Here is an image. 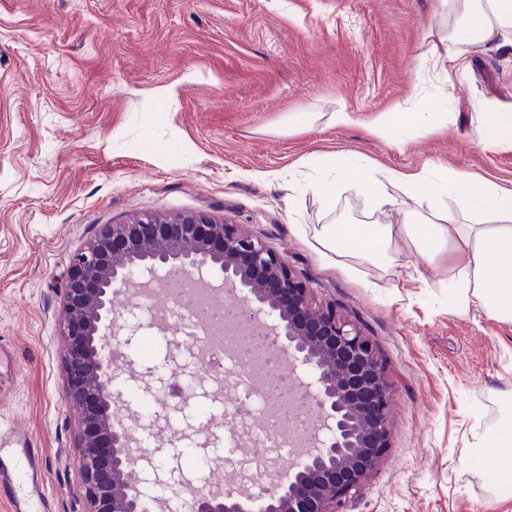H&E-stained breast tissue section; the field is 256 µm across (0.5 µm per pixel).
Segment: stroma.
<instances>
[{"instance_id":"1","label":"stroma","mask_w":512,"mask_h":512,"mask_svg":"<svg viewBox=\"0 0 512 512\" xmlns=\"http://www.w3.org/2000/svg\"><path fill=\"white\" fill-rule=\"evenodd\" d=\"M437 0H0V432L40 448L51 512H85L77 489L80 415L65 401L62 284L103 225L142 214L230 218L284 254L319 300L374 344L392 381L389 446L346 512H512L476 431L512 415V321L448 308L446 270L401 254L330 268L303 224H400L356 182L331 205L301 185L321 156L407 173L469 172L512 187V144L483 146V111L512 104V55L457 58ZM447 98V125L393 140L289 113L344 107L373 116ZM161 365L151 392L144 366ZM129 414L164 405L166 470L224 474L248 394L225 387L186 333L145 327L120 381Z\"/></svg>"}]
</instances>
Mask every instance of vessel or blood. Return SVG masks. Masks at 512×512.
Wrapping results in <instances>:
<instances>
[{"mask_svg": "<svg viewBox=\"0 0 512 512\" xmlns=\"http://www.w3.org/2000/svg\"><path fill=\"white\" fill-rule=\"evenodd\" d=\"M0 501L10 512H50L39 450L31 440L0 439Z\"/></svg>", "mask_w": 512, "mask_h": 512, "instance_id": "vessel-or-blood-1", "label": "vessel or blood"}]
</instances>
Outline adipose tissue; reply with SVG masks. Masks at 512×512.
I'll list each match as a JSON object with an SVG mask.
<instances>
[{
	"label": "adipose tissue",
	"instance_id": "adipose-tissue-1",
	"mask_svg": "<svg viewBox=\"0 0 512 512\" xmlns=\"http://www.w3.org/2000/svg\"><path fill=\"white\" fill-rule=\"evenodd\" d=\"M444 6L456 18L448 39L458 54L475 46L512 48V0H445ZM320 121L330 127L360 125L388 140L403 128L419 134L438 131L448 122V105L443 102L425 112L401 106L369 120L342 107L294 115L288 124L306 128ZM351 174L373 210L404 197L427 209L435 221L317 225L310 231L311 245L327 266L349 269L359 262L384 263L405 249L428 264L451 267L448 305L453 310L464 313L478 307L493 319L512 317V188L453 169L410 174L388 169L379 176L358 162ZM470 213L488 216L489 221L456 223V215ZM477 445L492 449L495 468L511 474L512 416L502 417L479 434Z\"/></svg>",
	"mask_w": 512,
	"mask_h": 512
}]
</instances>
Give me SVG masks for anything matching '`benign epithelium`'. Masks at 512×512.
<instances>
[{"label":"benign epithelium","instance_id":"7a95c632","mask_svg":"<svg viewBox=\"0 0 512 512\" xmlns=\"http://www.w3.org/2000/svg\"><path fill=\"white\" fill-rule=\"evenodd\" d=\"M211 273L253 314L271 320L266 335L312 377L321 414L314 451L289 464L275 484L246 493L228 486L219 496L199 486L181 498V509L344 512L388 448V371L361 327L316 303L277 251L242 225L203 213L107 224L71 258L61 331L64 398L83 418L77 473L86 512H155L157 498L146 488L166 484L159 449L144 448L142 485H124L127 448L140 427L126 418L118 423L123 364L112 359V349L128 346L138 326L112 308V297L144 276L163 286L171 278L193 284Z\"/></svg>","mask_w":512,"mask_h":512}]
</instances>
